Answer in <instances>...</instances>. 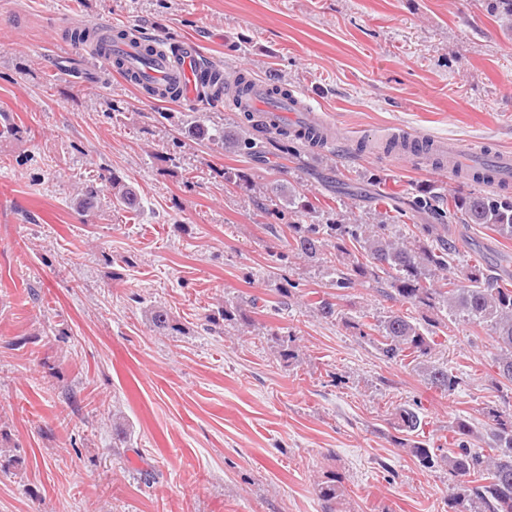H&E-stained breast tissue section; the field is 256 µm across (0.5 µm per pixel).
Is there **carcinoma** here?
Masks as SVG:
<instances>
[{"instance_id":"obj_1","label":"carcinoma","mask_w":512,"mask_h":512,"mask_svg":"<svg viewBox=\"0 0 512 512\" xmlns=\"http://www.w3.org/2000/svg\"><path fill=\"white\" fill-rule=\"evenodd\" d=\"M280 149L285 155L295 153V144L303 141L305 134L294 127L279 131ZM224 148L251 152L255 138L247 135L223 137ZM457 173L476 182L497 179L496 172L488 167L460 168ZM111 194L118 205L135 210L139 201L131 188L112 176L109 180ZM98 190L85 188L81 208L91 216L98 208ZM419 209L429 210L441 225L452 223L488 224L502 235L512 237V196L508 194L474 192L446 201L437 195L426 196L415 202ZM306 207V201L297 194L288 199V228L292 230V248L312 258L332 239L346 236L363 240V248L373 260L372 274L399 297L417 307L433 308L442 300L449 310L458 312L468 320L491 327L499 353L495 366L501 379L512 384V289L498 284V278L487 270L472 265L459 273L451 270L452 255L456 246L443 238L431 245L409 247L385 237V220L371 227L367 224H296ZM441 273V287L427 277V272ZM153 329L163 335L180 331L170 313L161 308L150 312ZM440 322L429 321L422 325L413 318L394 313L378 325L357 323L356 328H368L361 335L376 344L380 354L388 360L410 357L422 369L432 387L450 393L461 384V378L442 363L432 361L439 346L435 340ZM378 336H373V333ZM487 415L494 422L491 432L492 453L485 455L473 448L472 440L478 434L464 418L455 421L452 448L440 458L433 456L428 446L417 440L422 425L419 413L411 408L395 412L398 431L406 434L400 444L424 467L444 462L453 483L448 486V499L456 512H512V414L489 409ZM322 512H343L346 489L336 476L329 475L317 485Z\"/></svg>"}]
</instances>
